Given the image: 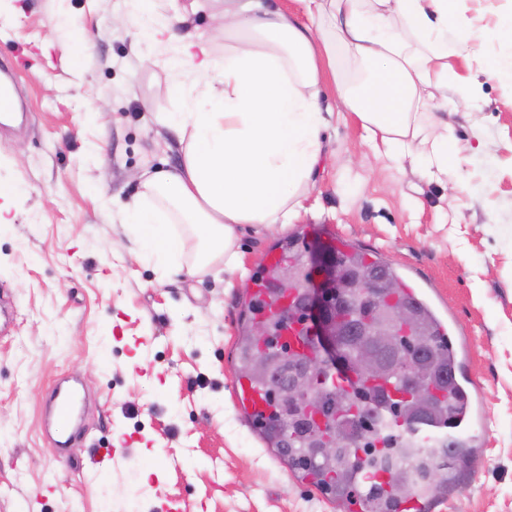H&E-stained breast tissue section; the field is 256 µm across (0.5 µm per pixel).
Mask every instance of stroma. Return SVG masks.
<instances>
[{"instance_id": "1", "label": "stroma", "mask_w": 512, "mask_h": 512, "mask_svg": "<svg viewBox=\"0 0 512 512\" xmlns=\"http://www.w3.org/2000/svg\"><path fill=\"white\" fill-rule=\"evenodd\" d=\"M124 0H0V61L24 123H0V176L15 187L0 224V512H338L299 480L240 411L233 381L248 288L266 254L292 244L304 266L339 234L392 264L449 324L464 377L481 391L472 461L433 512H512V85L474 78L449 113L460 149L447 181L379 158L353 113L334 116L325 162L291 224L237 229L244 277H162L153 242L120 211L143 170L177 165L160 126L180 100L117 23ZM512 0H463L485 65L512 56L497 29ZM92 89L103 114L85 110ZM79 386L86 435L56 463L45 401Z\"/></svg>"}]
</instances>
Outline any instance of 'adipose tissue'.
<instances>
[{
    "label": "adipose tissue",
    "mask_w": 512,
    "mask_h": 512,
    "mask_svg": "<svg viewBox=\"0 0 512 512\" xmlns=\"http://www.w3.org/2000/svg\"><path fill=\"white\" fill-rule=\"evenodd\" d=\"M152 2L127 6L137 45L162 62L180 93V111L164 123L182 160L139 175L125 221L160 245L172 235L201 244L190 266L166 250L163 274L242 270L238 225H284L303 209L333 116L320 101L323 71L378 156L431 178L448 175L446 112L470 106L479 90L456 66L475 37L458 0H303L301 17L276 0H224L220 54L212 37L175 30L201 0L171 16Z\"/></svg>",
    "instance_id": "1"
}]
</instances>
